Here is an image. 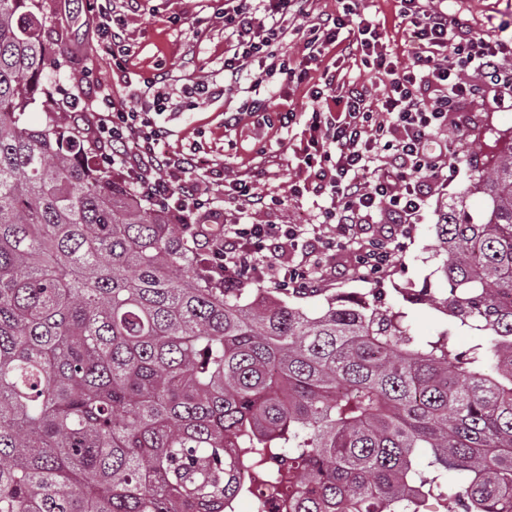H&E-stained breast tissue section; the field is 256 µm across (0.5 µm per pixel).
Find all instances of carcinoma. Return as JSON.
<instances>
[{"label":"carcinoma","instance_id":"1","mask_svg":"<svg viewBox=\"0 0 512 512\" xmlns=\"http://www.w3.org/2000/svg\"><path fill=\"white\" fill-rule=\"evenodd\" d=\"M40 0H0V512H512V146L439 211L446 316L311 315L219 285L189 233L96 170L40 85ZM410 317L416 331L421 335L436 334L446 325L439 312L425 306L411 309Z\"/></svg>","mask_w":512,"mask_h":512}]
</instances>
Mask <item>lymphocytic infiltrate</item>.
<instances>
[{"label":"lymphocytic infiltrate","mask_w":512,"mask_h":512,"mask_svg":"<svg viewBox=\"0 0 512 512\" xmlns=\"http://www.w3.org/2000/svg\"><path fill=\"white\" fill-rule=\"evenodd\" d=\"M399 15L414 43L409 65H400L382 41L379 24L366 19L359 0H346L342 15L316 13L314 0H236L224 13L235 38L224 57L222 84H198L210 96L250 92L242 110L224 115L225 127L243 116L257 125L294 131V157L305 185H291L297 201L305 192L321 198L314 224H267L263 214L280 198L259 191L247 176L200 170L193 159L170 155L168 130L157 118L167 109L155 80L103 104L86 131L98 146L104 170L117 172L130 191L205 238V251L226 284L269 281L282 288L314 287L336 251L350 246L358 226L387 215L376 237L362 245L355 270L371 278L396 262L432 191L448 183L468 142L455 120L457 109L493 96L512 103V42L476 30L465 18L434 6L433 0H398ZM299 36L307 57L322 49L360 54L364 66L386 79L380 109L365 86L350 85L320 111L325 93L315 87V107L305 117L279 111L256 90L273 77L303 83L309 70L278 53L286 35ZM152 96H144V89ZM303 247L305 258L282 266L281 246Z\"/></svg>","instance_id":"f902f5d3"}]
</instances>
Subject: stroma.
Listing matches in <instances>:
<instances>
[{
    "instance_id": "1",
    "label": "stroma",
    "mask_w": 512,
    "mask_h": 512,
    "mask_svg": "<svg viewBox=\"0 0 512 512\" xmlns=\"http://www.w3.org/2000/svg\"><path fill=\"white\" fill-rule=\"evenodd\" d=\"M88 0H43L45 23L42 34L50 50L57 53L60 67L47 70L42 82L51 88L54 100L50 106L35 104L25 115L31 126H44L59 117L83 118L82 109L64 112V94L75 92L84 67H92L97 79L86 86L84 95L90 99L123 90L125 84L142 87L146 77L168 73L171 81L191 85L199 81L221 83L224 78V49L231 43L224 29L225 0H140L138 8L128 9L124 0H98L97 8L87 6ZM449 10H462L475 27L487 32L503 30L512 37V0H447ZM366 15L379 21L383 41L399 61H407L411 47L403 33L396 0H363ZM119 24L123 27L133 53L124 67L112 62V52L97 35L99 26ZM337 74L344 83L356 82L368 87L372 99H380L384 84L364 68L359 57H337L335 49H326L311 72L307 84L282 85L271 82L269 89L278 96L281 111H309L310 84L321 83L325 74ZM241 94L210 98L195 104H181L160 117L169 130L165 148L175 154H196L205 164L224 167L228 175L255 172L261 190L285 197L279 209L267 214L272 224L309 221L315 212L313 195L301 202L288 200V186L301 180L288 147L287 129L270 130L255 127L251 119L239 126L225 129L224 114L237 110ZM458 121L472 143L471 156L458 166L456 178L433 195L410 237L398 262L372 279L355 275L352 252L342 250L331 260L319 283L317 292L283 289L282 296L290 303L318 314L328 296L339 292L359 296L370 289L382 294L385 305L402 302L401 291L430 288L437 294L447 292V282L434 275L436 246L434 225L439 208L465 193L486 166L487 158L512 144V110L492 101L471 104L461 109ZM265 144L276 157L269 171L256 168L255 150Z\"/></svg>"
}]
</instances>
